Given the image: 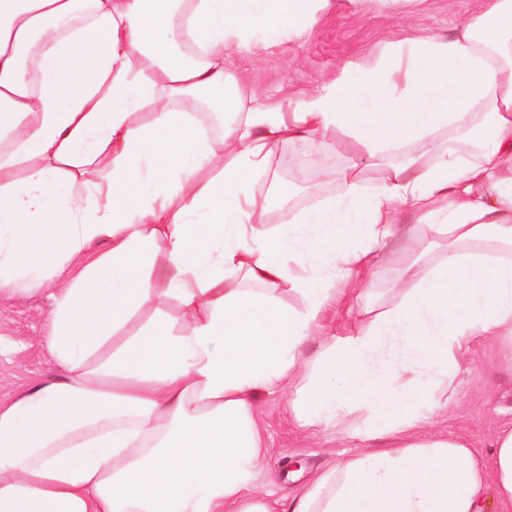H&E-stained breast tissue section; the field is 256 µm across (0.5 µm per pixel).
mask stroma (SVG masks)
Here are the masks:
<instances>
[{
	"label": "stroma",
	"mask_w": 512,
	"mask_h": 512,
	"mask_svg": "<svg viewBox=\"0 0 512 512\" xmlns=\"http://www.w3.org/2000/svg\"><path fill=\"white\" fill-rule=\"evenodd\" d=\"M473 6L474 0H401L392 9L382 0H333L332 7L320 11L302 37L289 41L269 32H255L246 47L225 56L224 69L240 79L253 104L284 107L289 101L320 92L340 76L344 65L376 60L390 43L451 35ZM302 166L315 170L322 195H335L336 159L322 154L315 144L304 155L289 145H278L268 171L256 177L254 193L262 197L271 191V173L288 179ZM397 266L396 258H388L371 294L351 299L335 319L328 321V331L342 334L352 328L364 305L391 304L394 297L387 286ZM77 273V266L69 264L60 275L43 283L0 286L1 403L31 382L56 373L57 367L44 348L50 295L67 287ZM431 398L441 406L435 430L461 437L476 454L489 455L498 432L512 427V367L498 348L473 345L452 384L432 393ZM256 418L267 441L259 486L282 503L299 495L343 452L352 450L353 435L361 425L359 415L353 414L335 430L312 433L294 421L284 393H260Z\"/></svg>",
	"instance_id": "stroma-1"
}]
</instances>
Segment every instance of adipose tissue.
I'll return each mask as SVG.
<instances>
[{
  "mask_svg": "<svg viewBox=\"0 0 512 512\" xmlns=\"http://www.w3.org/2000/svg\"><path fill=\"white\" fill-rule=\"evenodd\" d=\"M329 2L0 0V281L88 261L53 295L58 374L0 403V512H482L489 486L512 512V428L485 462L418 409L472 345L512 349V0L287 109L246 105L225 50ZM205 99L231 119L216 138L174 108ZM316 135L355 157L337 197L296 213L299 235L258 231L285 197L257 200L254 176ZM105 159L103 186L86 173ZM390 247L395 304L305 357ZM172 297L191 333L155 318L112 346ZM279 386L303 425L362 418L357 450L285 508L255 485L254 400Z\"/></svg>",
  "mask_w": 512,
  "mask_h": 512,
  "instance_id": "1",
  "label": "adipose tissue"
}]
</instances>
